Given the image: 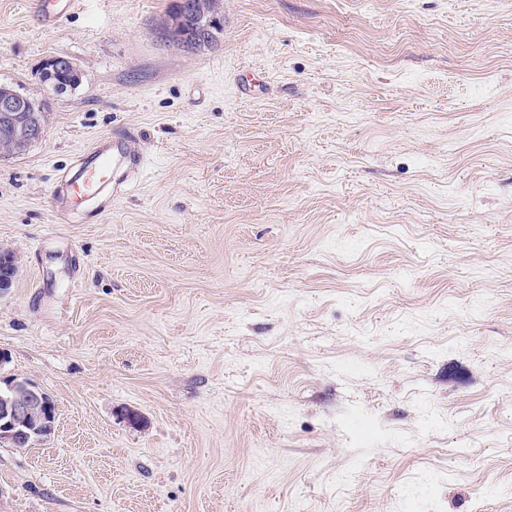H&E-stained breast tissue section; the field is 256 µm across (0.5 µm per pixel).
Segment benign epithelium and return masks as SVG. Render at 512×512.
Returning a JSON list of instances; mask_svg holds the SVG:
<instances>
[{
    "instance_id": "1",
    "label": "benign epithelium",
    "mask_w": 512,
    "mask_h": 512,
    "mask_svg": "<svg viewBox=\"0 0 512 512\" xmlns=\"http://www.w3.org/2000/svg\"><path fill=\"white\" fill-rule=\"evenodd\" d=\"M215 20V8L210 0H177L160 38L167 42L174 31L188 33L194 30L201 34ZM43 72L67 89L79 81L75 66L63 56L49 58ZM0 117L10 136V146L1 147L0 155L20 154L39 138L40 117L29 108L25 97L17 93L1 95ZM8 389L10 395L0 399V443L15 448L51 435L55 420L52 398L26 380L14 379Z\"/></svg>"
}]
</instances>
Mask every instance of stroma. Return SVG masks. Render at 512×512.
Returning <instances> with one entry per match:
<instances>
[{
  "label": "stroma",
  "mask_w": 512,
  "mask_h": 512,
  "mask_svg": "<svg viewBox=\"0 0 512 512\" xmlns=\"http://www.w3.org/2000/svg\"><path fill=\"white\" fill-rule=\"evenodd\" d=\"M170 2L0 0L45 113L0 156V381L57 405L0 512H512V0H218L197 50ZM122 130L125 195L57 213ZM75 0H41L39 1V17L43 25L55 27L76 6ZM43 72L49 78L56 80L59 85L65 86V90L73 88L79 81L75 66L63 56L49 58L45 62ZM136 137L120 131L96 142L83 156V165L71 176H59L49 190L57 212L64 211L67 200L77 197L97 203L121 195L123 189L143 167L142 157L135 150Z\"/></svg>",
  "instance_id": "stroma-1"
}]
</instances>
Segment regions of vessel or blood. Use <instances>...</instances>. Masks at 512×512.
<instances>
[{
    "label": "vessel or blood",
    "mask_w": 512,
    "mask_h": 512,
    "mask_svg": "<svg viewBox=\"0 0 512 512\" xmlns=\"http://www.w3.org/2000/svg\"><path fill=\"white\" fill-rule=\"evenodd\" d=\"M75 6L76 0H40V21L48 27L56 26ZM135 142L133 133L121 131L89 148L75 173L59 176L53 183L49 197L56 211H64L72 197L100 204L109 196L121 195L130 179L143 167Z\"/></svg>",
    "instance_id": "b4317fda"
}]
</instances>
